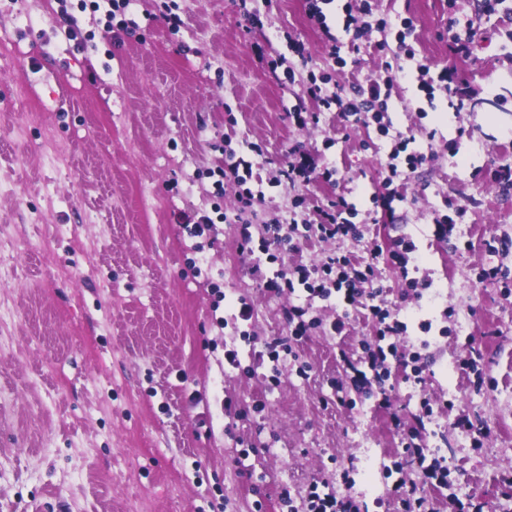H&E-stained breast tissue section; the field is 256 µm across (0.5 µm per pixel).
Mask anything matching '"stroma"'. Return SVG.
I'll use <instances>...</instances> for the list:
<instances>
[{"label":"stroma","mask_w":512,"mask_h":512,"mask_svg":"<svg viewBox=\"0 0 512 512\" xmlns=\"http://www.w3.org/2000/svg\"><path fill=\"white\" fill-rule=\"evenodd\" d=\"M173 2L176 31L164 17ZM346 3L322 6L339 65L306 0H135L128 28L90 0H0V512H302L313 487L360 512H403L389 491L413 467L394 421L426 403L425 442L448 467L447 485L422 489L430 508L450 512L455 496L512 512V190L494 180L512 168V14L484 15L481 0H376L392 25L414 18L415 59L456 68L472 88L458 111L442 89L421 91L415 59L378 52L394 33L345 32ZM248 10L262 29L246 31ZM452 15L474 26L470 58L442 38ZM280 55L292 75L268 69ZM36 58L63 75L59 96L30 74ZM312 74L348 88L391 81L388 133L333 112L298 124V105L316 108L302 97ZM400 134L428 159L394 180L387 209ZM228 147L264 196L253 224L312 220L340 195L362 238L313 234L244 259L230 220L238 188L214 198L210 176ZM292 147L333 169L332 182L280 180ZM216 203L227 221L191 237L179 213ZM446 214L455 227L442 239L434 220ZM400 239L415 245L403 270L390 256ZM373 242L406 356L390 360L383 388L339 392L342 355L376 339L369 312L300 286L267 292L249 267L271 277L332 252L363 260ZM493 266L505 278H482ZM410 277L422 296H404ZM242 295L248 324L235 318ZM292 306L321 323L275 363L262 344L287 335ZM341 314L346 329L331 336ZM473 349L485 375L463 366ZM461 415L474 432L455 427Z\"/></svg>","instance_id":"1"}]
</instances>
